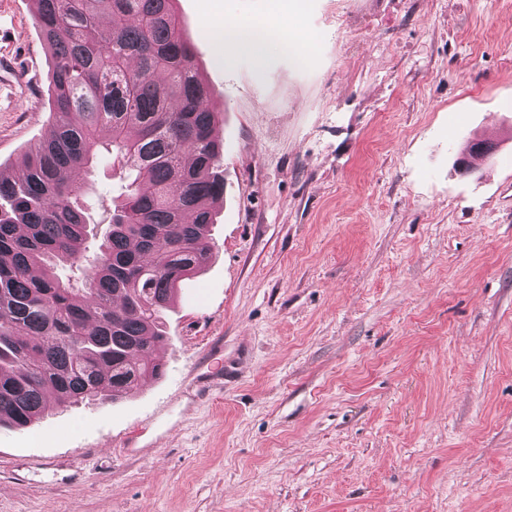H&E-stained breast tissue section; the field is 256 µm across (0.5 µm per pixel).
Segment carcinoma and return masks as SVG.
Instances as JSON below:
<instances>
[{
  "instance_id": "obj_1",
  "label": "carcinoma",
  "mask_w": 512,
  "mask_h": 512,
  "mask_svg": "<svg viewBox=\"0 0 512 512\" xmlns=\"http://www.w3.org/2000/svg\"><path fill=\"white\" fill-rule=\"evenodd\" d=\"M31 2L52 119L21 177L0 170V427L15 429L160 373L162 319L208 263L224 198L211 92L173 0ZM103 152L131 180L98 240L72 173Z\"/></svg>"
}]
</instances>
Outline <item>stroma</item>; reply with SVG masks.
<instances>
[{
	"mask_svg": "<svg viewBox=\"0 0 512 512\" xmlns=\"http://www.w3.org/2000/svg\"><path fill=\"white\" fill-rule=\"evenodd\" d=\"M175 9L220 114L212 259L161 376L0 428V512H512V0ZM31 10L0 0L6 171L50 122ZM227 21L279 30L263 65ZM85 182L105 235L125 174Z\"/></svg>",
	"mask_w": 512,
	"mask_h": 512,
	"instance_id": "35a3bbf8",
	"label": "stroma"
}]
</instances>
